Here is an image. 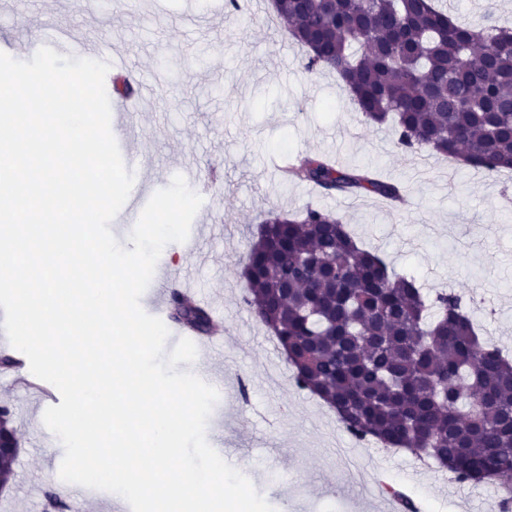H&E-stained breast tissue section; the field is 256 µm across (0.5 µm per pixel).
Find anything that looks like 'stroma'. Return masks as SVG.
Masks as SVG:
<instances>
[{
  "label": "stroma",
  "mask_w": 512,
  "mask_h": 512,
  "mask_svg": "<svg viewBox=\"0 0 512 512\" xmlns=\"http://www.w3.org/2000/svg\"><path fill=\"white\" fill-rule=\"evenodd\" d=\"M271 10L233 16L215 0H15L0 11V51L31 60L48 29L71 38L99 31L103 47L126 55L132 83L154 82L137 114L143 156L136 183L168 187L187 168L220 169L189 238L165 254L224 319L223 337L197 364L224 377L206 437L247 476L276 512H388L383 481L430 512H488L483 485L443 486L447 473L408 453L360 442L333 409L298 388L284 353L243 302L241 269L271 210L319 207L341 217L363 246L423 287L460 295L488 342L512 352V172L494 175L432 158L419 170L391 130L370 124L328 72L309 73ZM331 158L403 187L404 212L373 195L327 196L281 181L275 152ZM12 406L20 453L0 491V512H45V494L68 496V512H110L111 492L69 497L59 478L64 448L43 423L39 393L0 372V404Z\"/></svg>",
  "instance_id": "stroma-1"
}]
</instances>
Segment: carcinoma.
Here are the masks:
<instances>
[{"instance_id": "obj_1", "label": "carcinoma", "mask_w": 512, "mask_h": 512, "mask_svg": "<svg viewBox=\"0 0 512 512\" xmlns=\"http://www.w3.org/2000/svg\"><path fill=\"white\" fill-rule=\"evenodd\" d=\"M272 20L289 27L304 68L335 73L401 151L512 169V30L492 17L475 29L434 0H275ZM288 178L404 201L397 184L321 156L295 159ZM243 277L244 303L288 352L298 387L334 408L349 435L512 501V361L478 335L459 295H430L310 206L264 215ZM169 317L211 330L206 310L178 295ZM0 435L19 441L7 406Z\"/></svg>"}]
</instances>
